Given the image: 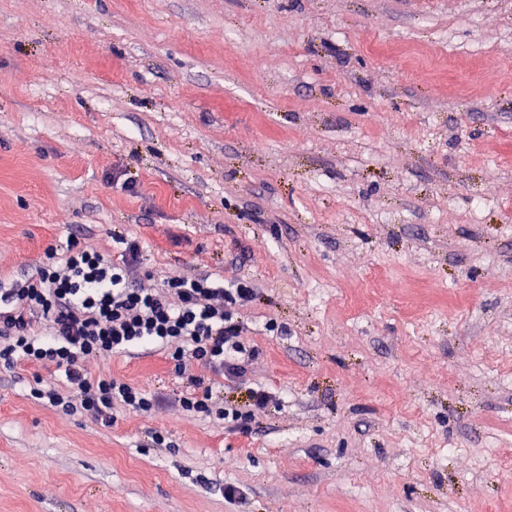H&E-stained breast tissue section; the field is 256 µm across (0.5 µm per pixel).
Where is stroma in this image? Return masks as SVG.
Instances as JSON below:
<instances>
[{
    "instance_id": "stroma-1",
    "label": "stroma",
    "mask_w": 512,
    "mask_h": 512,
    "mask_svg": "<svg viewBox=\"0 0 512 512\" xmlns=\"http://www.w3.org/2000/svg\"><path fill=\"white\" fill-rule=\"evenodd\" d=\"M116 231L253 283L224 399L276 401L106 427L0 368V512H512V0H0V275Z\"/></svg>"
}]
</instances>
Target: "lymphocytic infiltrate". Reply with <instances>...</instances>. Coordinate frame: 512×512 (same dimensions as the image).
<instances>
[{"label":"lymphocytic infiltrate","mask_w":512,"mask_h":512,"mask_svg":"<svg viewBox=\"0 0 512 512\" xmlns=\"http://www.w3.org/2000/svg\"><path fill=\"white\" fill-rule=\"evenodd\" d=\"M114 241L122 246L116 256L70 237L64 250L48 249L34 273L0 286V367H54L59 382L36 380L31 397L108 427L116 408L151 414L164 400L127 380L97 374L92 364L134 349L160 350L173 373L193 387L178 400L179 410L249 431L253 409L267 407L272 395L250 390L253 408L244 410L225 403L223 392L205 378H243L257 355L242 342L238 319L239 307L253 296L252 283L227 287L208 273L169 272L148 288L139 241L121 235Z\"/></svg>","instance_id":"lymphocytic-infiltrate-1"}]
</instances>
